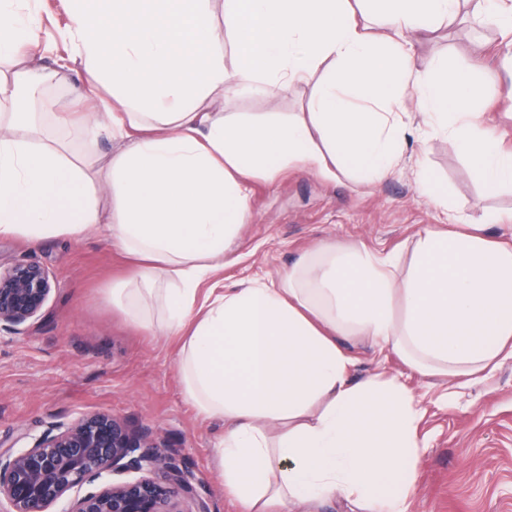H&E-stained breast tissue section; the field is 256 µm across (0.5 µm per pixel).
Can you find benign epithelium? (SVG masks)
<instances>
[{
  "instance_id": "7a95c632",
  "label": "benign epithelium",
  "mask_w": 512,
  "mask_h": 512,
  "mask_svg": "<svg viewBox=\"0 0 512 512\" xmlns=\"http://www.w3.org/2000/svg\"><path fill=\"white\" fill-rule=\"evenodd\" d=\"M53 290L33 262L0 268V332L44 317ZM134 472L137 477L125 478ZM209 512L193 475L152 434L109 413L83 415L26 445L0 448V512Z\"/></svg>"
}]
</instances>
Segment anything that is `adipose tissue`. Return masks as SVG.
I'll return each mask as SVG.
<instances>
[{"label": "adipose tissue", "instance_id": "1", "mask_svg": "<svg viewBox=\"0 0 512 512\" xmlns=\"http://www.w3.org/2000/svg\"><path fill=\"white\" fill-rule=\"evenodd\" d=\"M65 0L70 61L102 112L74 120V154L43 139L21 88L57 82L30 0H0V238L32 242L105 232L136 259L104 299L127 322L182 340V392L224 422L215 450L239 512H290L342 496L366 512H413L418 411L392 378L352 382L338 336L387 347L424 376L467 383L512 358V242L426 229L409 257L331 247L275 281L203 288L249 218L250 181L292 166L334 177L348 166L376 185L402 152L397 125L415 104L487 188L512 185V151L482 128L474 76L434 62L414 75L411 39L450 26L460 0ZM109 25H100V17ZM312 84L305 112L249 121L207 111L215 91ZM122 148L102 161L98 143ZM403 301V318L394 304Z\"/></svg>", "mask_w": 512, "mask_h": 512}]
</instances>
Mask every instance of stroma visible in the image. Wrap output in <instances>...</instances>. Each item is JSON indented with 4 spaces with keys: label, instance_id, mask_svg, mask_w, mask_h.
I'll list each match as a JSON object with an SVG mask.
<instances>
[{
    "label": "stroma",
    "instance_id": "1",
    "mask_svg": "<svg viewBox=\"0 0 512 512\" xmlns=\"http://www.w3.org/2000/svg\"><path fill=\"white\" fill-rule=\"evenodd\" d=\"M34 19L52 35L42 63L53 66L70 46L62 0H43ZM440 57L477 71L489 101L488 128L512 149V99L504 93L512 76V35L474 19L464 4L451 27L415 40L416 70ZM53 93L58 111L90 116L98 110L99 97L88 92L81 72H67ZM310 94L307 85H273L262 96L245 90L216 97L214 107L288 117L305 111ZM425 135L430 141L424 148ZM421 169L446 190L461 221L512 213V186L487 189L472 161L449 145L447 134L427 133L422 115L412 110L400 171L377 186L343 168L332 179L295 167L272 179L254 178L251 218L233 239L214 284L228 288L277 277L300 254L328 245L383 254L406 249L420 229H439L445 221L442 209L419 193ZM20 260L44 267L54 290L39 327L0 335V444L11 445L23 433L39 436L84 413L107 411L149 429L163 452L177 453L210 512H236L215 463L223 427L200 415L182 394L179 337L138 330L102 300L103 289L133 275L134 261L96 234L39 243L0 238V265ZM340 343L354 360L352 381L381 374L396 378L414 396L420 445L415 512H512V360L488 380L457 388L411 372L389 350L363 337H344Z\"/></svg>",
    "mask_w": 512,
    "mask_h": 512
}]
</instances>
